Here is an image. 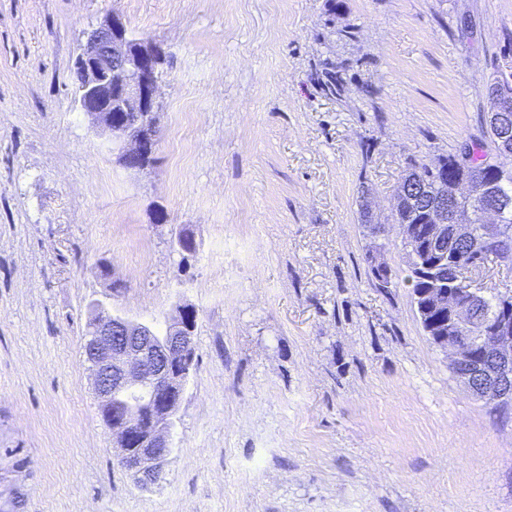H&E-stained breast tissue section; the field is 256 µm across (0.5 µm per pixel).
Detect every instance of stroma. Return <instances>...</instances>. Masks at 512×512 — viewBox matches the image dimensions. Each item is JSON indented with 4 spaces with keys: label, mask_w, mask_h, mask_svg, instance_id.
Listing matches in <instances>:
<instances>
[{
    "label": "stroma",
    "mask_w": 512,
    "mask_h": 512,
    "mask_svg": "<svg viewBox=\"0 0 512 512\" xmlns=\"http://www.w3.org/2000/svg\"><path fill=\"white\" fill-rule=\"evenodd\" d=\"M113 13L167 57L140 172L74 99ZM510 61L512 0H0V512H512V405L424 332L391 223L411 164L512 172L485 125ZM95 299L159 327L198 310L148 488L82 356Z\"/></svg>",
    "instance_id": "1"
}]
</instances>
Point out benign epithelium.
Here are the masks:
<instances>
[{
    "label": "benign epithelium",
    "mask_w": 512,
    "mask_h": 512,
    "mask_svg": "<svg viewBox=\"0 0 512 512\" xmlns=\"http://www.w3.org/2000/svg\"><path fill=\"white\" fill-rule=\"evenodd\" d=\"M163 56L161 48L134 39L117 15L83 33L76 57L81 76L76 105L94 128L119 143V160L127 170L145 169L149 147L158 141V68ZM491 95L494 103L488 121L499 144L507 148L512 143V80L495 81ZM478 193L487 217L512 205L487 184ZM471 195L472 182L447 180L437 197L430 199L426 187L406 175L394 197V218L400 217L406 202L424 208L429 214V238L435 250L443 252L448 231L455 238H470L471 227L458 203ZM400 229L406 261H419L416 234L405 224ZM472 271L471 265L463 270L464 302L457 303L446 287L434 288L426 303L415 302L417 313L428 336L450 352V367L460 384L488 404H511L512 294L499 297L498 319L483 324L482 335H471L474 313L486 302L484 288ZM95 311L83 338V358L120 448L119 463L147 486L158 480L172 452L170 432L195 368L196 311L188 304L177 305L162 332L101 302L95 304ZM484 343L491 350L487 362L469 364V352Z\"/></svg>",
    "instance_id": "7a95c632"
}]
</instances>
